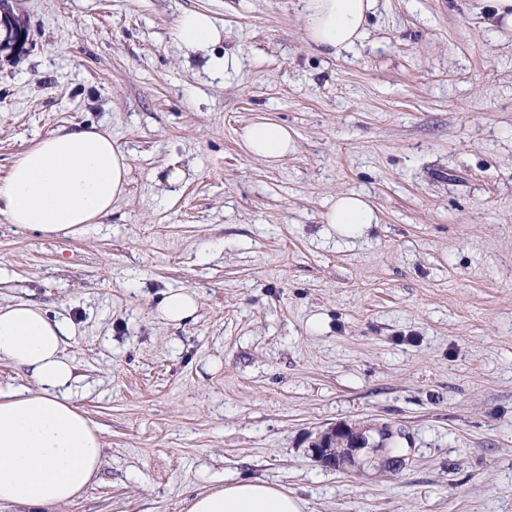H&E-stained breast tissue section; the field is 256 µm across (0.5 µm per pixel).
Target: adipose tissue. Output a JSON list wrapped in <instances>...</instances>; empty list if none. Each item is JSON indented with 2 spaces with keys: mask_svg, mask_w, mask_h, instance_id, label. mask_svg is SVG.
Returning <instances> with one entry per match:
<instances>
[{
  "mask_svg": "<svg viewBox=\"0 0 512 512\" xmlns=\"http://www.w3.org/2000/svg\"><path fill=\"white\" fill-rule=\"evenodd\" d=\"M306 38L336 57L366 36L378 0H300ZM220 38L201 11L182 13L176 39L200 50ZM244 151L275 164L293 148L280 123L261 119L241 133ZM128 161L111 135L77 127L39 140L12 165L0 185V215L48 236L82 233L112 211L126 186ZM324 221L340 237L363 236L377 223L375 208L360 195L337 196ZM68 322L49 318L36 304L0 306V359L27 372L37 390L0 391V512H59L97 480L103 464L99 429L76 406L78 381L63 346ZM305 504L277 485L240 480L197 494L187 512H304Z\"/></svg>",
  "mask_w": 512,
  "mask_h": 512,
  "instance_id": "1",
  "label": "adipose tissue"
}]
</instances>
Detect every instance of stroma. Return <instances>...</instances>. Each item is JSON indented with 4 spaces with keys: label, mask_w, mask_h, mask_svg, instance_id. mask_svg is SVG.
Instances as JSON below:
<instances>
[{
    "label": "stroma",
    "mask_w": 512,
    "mask_h": 512,
    "mask_svg": "<svg viewBox=\"0 0 512 512\" xmlns=\"http://www.w3.org/2000/svg\"><path fill=\"white\" fill-rule=\"evenodd\" d=\"M10 5L28 41L0 52V182L80 125L129 161L83 234L0 216V305L73 324L104 441L62 512H185L243 478L306 512H512V30L481 0H378L329 58L298 0ZM186 11L221 41L183 49ZM226 52L238 73L212 67ZM261 116L294 133L274 166L238 145ZM341 193L379 218L351 245L325 232ZM179 288L198 309L176 327L158 305ZM339 423L390 426L405 467L322 468Z\"/></svg>",
    "instance_id": "stroma-1"
}]
</instances>
